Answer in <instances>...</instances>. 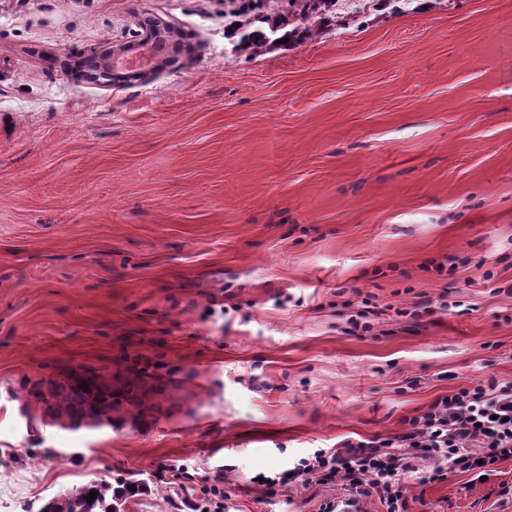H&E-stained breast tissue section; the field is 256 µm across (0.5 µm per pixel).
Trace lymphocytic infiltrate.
Returning a JSON list of instances; mask_svg holds the SVG:
<instances>
[{"mask_svg":"<svg viewBox=\"0 0 512 512\" xmlns=\"http://www.w3.org/2000/svg\"><path fill=\"white\" fill-rule=\"evenodd\" d=\"M511 459L512 382L492 380L438 398L397 436L345 441L343 449L299 458L261 483L271 488L302 479L336 485L348 492L351 504L375 496L386 512H405L406 475L417 474L423 485L456 472L477 480L490 465Z\"/></svg>","mask_w":512,"mask_h":512,"instance_id":"f902f5d3","label":"lymphocytic infiltrate"}]
</instances>
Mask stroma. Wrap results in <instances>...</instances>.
Here are the masks:
<instances>
[{
	"instance_id": "obj_1",
	"label": "stroma",
	"mask_w": 512,
	"mask_h": 512,
	"mask_svg": "<svg viewBox=\"0 0 512 512\" xmlns=\"http://www.w3.org/2000/svg\"><path fill=\"white\" fill-rule=\"evenodd\" d=\"M271 7L0 0V512L121 479L120 512H191L218 476L223 512H319L336 487L254 477L512 382V0L229 38ZM148 16L175 62L74 79ZM89 373L111 409L71 393ZM405 486L406 512H512V459Z\"/></svg>"
}]
</instances>
